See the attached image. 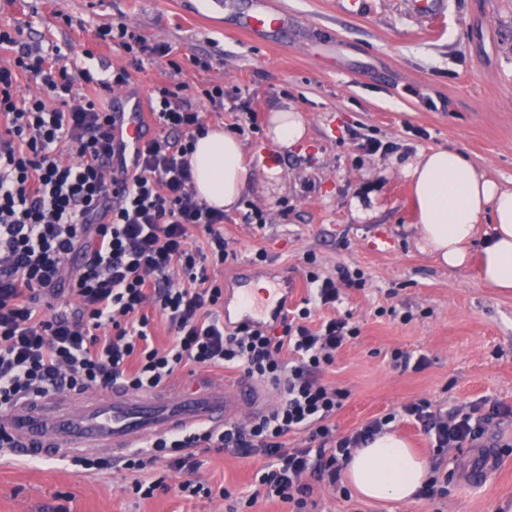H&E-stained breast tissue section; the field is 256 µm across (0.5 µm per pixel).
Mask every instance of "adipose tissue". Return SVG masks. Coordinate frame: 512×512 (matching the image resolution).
I'll return each instance as SVG.
<instances>
[{"label": "adipose tissue", "instance_id": "obj_1", "mask_svg": "<svg viewBox=\"0 0 512 512\" xmlns=\"http://www.w3.org/2000/svg\"><path fill=\"white\" fill-rule=\"evenodd\" d=\"M191 166L199 198L224 210L237 204L247 171L235 135L212 130L199 138ZM403 174L411 179L416 199L418 248L441 265L458 268L468 263L473 241H480L481 281L512 292V185L489 177L448 148L411 157ZM485 214L491 215L492 224L483 231L479 218ZM429 475L426 459L390 432L357 449L346 468L347 479L359 494L395 502L412 499Z\"/></svg>", "mask_w": 512, "mask_h": 512}]
</instances>
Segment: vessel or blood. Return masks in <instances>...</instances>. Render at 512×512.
<instances>
[{
	"label": "vessel or blood",
	"instance_id": "1",
	"mask_svg": "<svg viewBox=\"0 0 512 512\" xmlns=\"http://www.w3.org/2000/svg\"><path fill=\"white\" fill-rule=\"evenodd\" d=\"M412 15L429 22L442 19L446 0H407ZM287 13L256 0L238 18V29L249 35L287 30ZM148 123L144 113L126 116L122 138L128 151L143 141ZM224 309V327L257 326L281 316L286 297L279 283L261 293L240 287ZM268 407L266 388L245 378L232 385L192 378L173 390L133 392L116 386L102 393L45 395L18 402L0 413V430L31 456L72 458L102 455L121 461L146 449L153 440L177 432L204 428L223 429L243 415H255ZM498 468L492 448H474L454 474L455 482L471 487L485 485Z\"/></svg>",
	"mask_w": 512,
	"mask_h": 512
}]
</instances>
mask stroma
<instances>
[{"label": "stroma", "instance_id": "35a3bbf8", "mask_svg": "<svg viewBox=\"0 0 512 512\" xmlns=\"http://www.w3.org/2000/svg\"><path fill=\"white\" fill-rule=\"evenodd\" d=\"M251 2L213 11L206 0H0V25L58 45L70 70L127 68L129 87L94 91L102 106L129 111L162 82L249 93L260 130L240 138L248 181L224 214L230 258L208 273L228 295L242 268L254 284L287 282L292 309L313 292L309 273L333 277L341 266L362 273L364 288L343 287L338 309L359 335L321 373L349 393L334 418L338 432L418 398L450 412L484 400L507 408L485 434L499 448V466L484 486L452 483L444 497L401 503L347 498L318 481L308 512H512V294L482 284L476 262L448 268L418 249L411 189L400 173L419 152L452 148L512 183V0H447L435 31L406 15L404 0H371L362 16L346 12L341 0H271L294 25L274 37L236 30L239 9ZM118 21L148 44H168L169 57L137 67L120 47H91L92 32ZM87 47L93 58L84 56ZM190 53L209 57V69L191 65ZM280 110L300 113L307 127L290 148L273 145L266 132ZM364 137L397 149L363 154L357 145ZM357 198L367 218L356 215ZM252 206L265 225L249 223ZM260 249L262 262L255 259ZM391 307L396 315H388ZM404 314L409 322H401ZM396 348L425 355L426 367L393 368ZM392 427L426 457H438L441 471L467 454H434L413 420ZM196 454L195 479L224 484L230 498L159 491L144 500L131 490L135 472L122 467L81 473L67 458L13 451L0 456V512H288L275 498L245 505L262 455Z\"/></svg>", "mask_w": 512, "mask_h": 512}]
</instances>
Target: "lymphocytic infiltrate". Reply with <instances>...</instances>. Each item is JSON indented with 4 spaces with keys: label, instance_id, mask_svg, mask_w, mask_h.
<instances>
[{
    "label": "lymphocytic infiltrate",
    "instance_id": "lymphocytic-infiltrate-1",
    "mask_svg": "<svg viewBox=\"0 0 512 512\" xmlns=\"http://www.w3.org/2000/svg\"><path fill=\"white\" fill-rule=\"evenodd\" d=\"M21 27H0V410L51 390L84 391L120 385L154 389L187 367L233 368L245 377L277 386L270 411L223 431H197L159 438L151 451L124 462L142 472L162 466L179 474L171 484L186 496L227 498L224 486L191 480L194 454L205 446L266 463L245 501L276 497L291 512H304L313 492L310 477L341 482L353 449L396 419L422 424L436 452L479 448L501 411L449 417L419 399L368 421L349 434L333 419L347 391L325 384L321 370L359 330L348 318L307 324L312 308H335L338 281L363 287L361 276L340 268L337 278L310 274L311 307L276 324L224 329V290L209 266L224 264V212L197 198L189 156L206 132V112H237L236 133L255 131L256 112L246 100L228 102L223 86L203 89L200 105L183 85L154 86L149 95L155 130L127 154L115 128L121 113L99 107L80 86L108 90L129 85L127 69L102 79L85 67L70 73L59 47L44 50L24 40ZM128 54L167 55L164 45L146 44L124 23L96 30ZM37 94L18 97L21 81ZM203 230L207 249L192 247ZM180 269L182 286L169 274ZM172 334L168 345L152 343L151 313ZM296 354L284 361L283 350ZM306 433L307 445L291 448L287 437Z\"/></svg>",
    "mask_w": 512,
    "mask_h": 512
}]
</instances>
